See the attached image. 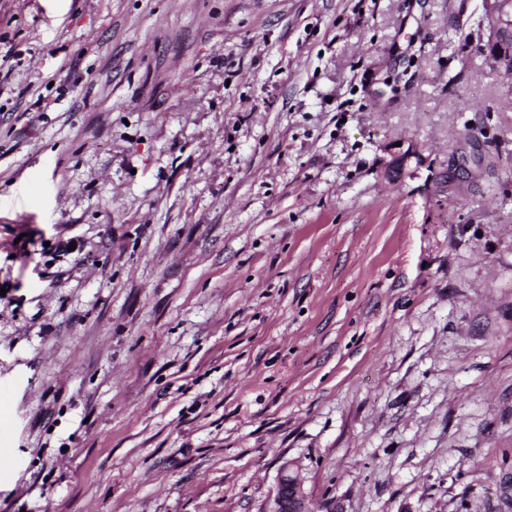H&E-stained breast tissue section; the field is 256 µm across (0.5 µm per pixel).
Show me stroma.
I'll return each mask as SVG.
<instances>
[{
  "mask_svg": "<svg viewBox=\"0 0 512 512\" xmlns=\"http://www.w3.org/2000/svg\"><path fill=\"white\" fill-rule=\"evenodd\" d=\"M488 35L482 0H0V512H266L287 460L312 512H512Z\"/></svg>",
  "mask_w": 512,
  "mask_h": 512,
  "instance_id": "stroma-1",
  "label": "stroma"
}]
</instances>
